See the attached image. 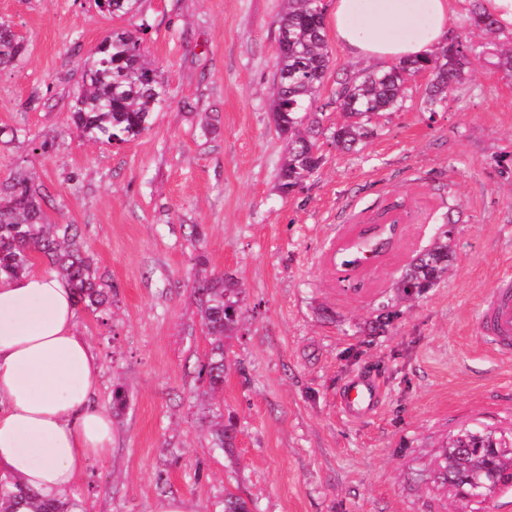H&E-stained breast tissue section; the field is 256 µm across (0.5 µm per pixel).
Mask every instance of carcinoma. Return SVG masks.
<instances>
[{"instance_id":"1","label":"carcinoma","mask_w":512,"mask_h":512,"mask_svg":"<svg viewBox=\"0 0 512 512\" xmlns=\"http://www.w3.org/2000/svg\"><path fill=\"white\" fill-rule=\"evenodd\" d=\"M326 5L315 0H287L279 19L276 77L272 93L273 119L286 140L287 157L277 174L279 191L288 196L319 171L323 163L320 137L338 150L355 151L374 135V118L401 110L407 83L422 71H432L425 107L433 112L466 80L474 62L487 53L485 43L469 34L450 38L422 59L399 60L345 82L336 93L340 120L325 129L322 113L313 111L316 92L323 83L331 57L325 35ZM468 25L485 35H497L496 20L474 0ZM24 41L14 38L10 25L0 23V66L21 55ZM85 78L88 90L74 105L72 120L82 134L107 142H128L149 129L156 107L165 94L164 80L143 59L139 40L128 31H114L110 42L93 56ZM44 194L29 180L18 177L0 184V271L25 274L35 254L67 279L77 302L91 312L108 303V284L98 278L92 258L84 250L74 225L50 224L42 208ZM388 233L362 239L336 251L342 267H361L391 250ZM452 258L451 234L443 231L416 254L394 284L397 296L413 297L435 287L447 274ZM243 289L228 275H205L196 280L194 297L201 322L210 337V355L200 368L210 393L224 389V340L237 335L242 315ZM215 447L232 446L233 419L214 422ZM501 448L491 432L466 429L445 445L440 466L454 490L505 481L502 465L492 448ZM0 512H68L66 504H45L16 481L0 482Z\"/></svg>"}]
</instances>
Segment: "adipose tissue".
<instances>
[{
    "mask_svg": "<svg viewBox=\"0 0 512 512\" xmlns=\"http://www.w3.org/2000/svg\"><path fill=\"white\" fill-rule=\"evenodd\" d=\"M330 22L353 56L384 64L430 54L452 19L450 0H332ZM101 376L67 280L0 274L1 477L44 501L72 496L87 465L112 451Z\"/></svg>",
    "mask_w": 512,
    "mask_h": 512,
    "instance_id": "obj_1",
    "label": "adipose tissue"
}]
</instances>
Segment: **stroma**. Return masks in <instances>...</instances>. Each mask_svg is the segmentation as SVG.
<instances>
[{"label": "stroma", "instance_id": "obj_1", "mask_svg": "<svg viewBox=\"0 0 512 512\" xmlns=\"http://www.w3.org/2000/svg\"><path fill=\"white\" fill-rule=\"evenodd\" d=\"M282 7L141 0L113 17L94 0H0V22L26 44L0 69V183L41 184L50 222L79 225L113 284L104 312H78L114 430L110 461L90 463L75 490L83 512H151L166 495L223 512L228 494L252 512H454L430 479L437 448L463 428L512 440V358L475 330L489 290L512 275V78L482 57L432 113L429 79L415 77L362 149L323 144L319 172L285 196L271 111ZM115 30L136 36L167 81L150 128L120 145L89 140L70 118L88 60ZM326 40L316 107L329 127L338 83L370 64L334 30ZM392 204L394 249L356 274L335 267L340 243ZM452 210L447 276L395 299L393 281ZM201 255L244 288L216 395L199 375L210 350L193 295ZM388 303L394 320L373 329ZM363 370L380 379L382 406L349 419L336 397ZM220 411L236 426L226 451L210 434Z\"/></svg>", "mask_w": 512, "mask_h": 512}]
</instances>
